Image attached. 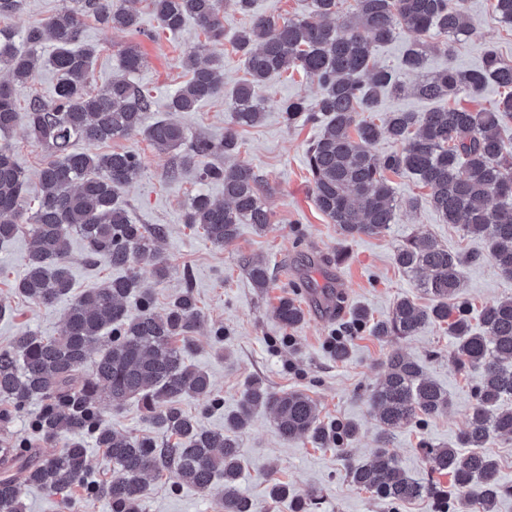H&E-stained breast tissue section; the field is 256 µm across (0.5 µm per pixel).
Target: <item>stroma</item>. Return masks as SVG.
Segmentation results:
<instances>
[{
	"instance_id": "1",
	"label": "stroma",
	"mask_w": 512,
	"mask_h": 512,
	"mask_svg": "<svg viewBox=\"0 0 512 512\" xmlns=\"http://www.w3.org/2000/svg\"><path fill=\"white\" fill-rule=\"evenodd\" d=\"M492 0H468L474 25L472 34L449 42L447 49L430 52L427 72L447 65L480 67L487 47H495L501 57L512 60V25L504 23L491 8ZM139 14L137 31L112 34L95 22H87L85 38L98 45L93 65V85L103 88L119 77V54L127 46H138L144 62L131 74L132 82L150 90L154 104L145 116L146 124L167 118L170 95L187 79L181 65L185 50L198 38L194 23L177 34L161 32L146 0H132ZM308 0H254L251 14L226 7L224 42L212 46V53L224 62V86L232 88L244 76L239 54L233 49L237 33L251 25L252 15L289 17L305 10ZM317 85L302 75L285 73L263 86L264 118L259 124L238 129L239 150L221 157V164L245 165L261 176L266 187L263 201L271 213V225L257 232L242 224L231 244L218 248L200 230L183 222L189 200L200 193L223 201L224 186L204 181L197 169L186 170L179 181L168 178L180 163V151L160 153L144 135L104 144V151L132 149L141 156L140 177L122 191L129 215L136 224H160L166 236L160 244L171 265L164 283L155 286V310L163 312L184 291H191L201 310L203 322L193 335L192 365L208 373L211 397H188L182 409L199 416L205 427L220 429L225 413L233 410L251 381H262L274 391L300 389L318 403L319 418L330 422H357L360 435L347 452L322 448L310 440H283L277 433L270 410L255 411L249 425L238 435L243 471L239 490L247 496L253 512H293L290 501H275L270 495L272 480L288 484L305 502L304 512H435L432 499L423 497L397 510L370 492L359 489L346 476L348 460L366 459L377 448V422L368 401L370 389L383 373V363L391 350H399L420 361L427 375L448 392L447 413L414 423L394 432L389 449L403 469L415 480L428 478V469L419 443L429 440L445 444L454 441L465 428L472 408V377L468 370L455 368L448 360L455 339L447 328L425 326L418 335L383 342L368 331L347 333L350 353L337 360L329 347L331 336L347 332L349 312L366 309L372 320L385 318L402 297L427 307L430 296L419 290L413 275L397 267L394 251L408 238L429 235L449 251L470 256L463 269L461 299L470 310L512 296V279L500 274L484 240L467 236L460 225L445 223L425 204L427 190L412 174L392 176L399 201L396 222L378 237L342 238L336 227L316 208L306 164V150L316 140L323 125L298 120L286 124L282 103L304 96L315 100ZM189 137L223 139L231 114L223 98L201 103L195 111L178 114ZM5 138L14 149L18 164L28 180L24 198L33 200L39 191L37 173L48 161L45 148L30 138L25 123H18ZM27 236H19L0 246V349L14 336L31 330L42 336L56 335L67 308L66 302L51 307L37 306L18 293L15 284L24 272ZM71 271L75 291L95 288L118 276V269L106 263L88 262L79 238L70 244ZM253 259L269 269V288H253L243 263ZM333 284L343 293L347 309L328 315L315 307L310 286ZM298 301L305 320L295 331L282 329L272 310L280 297ZM223 330L216 339L215 330ZM223 481H215L207 492L193 487L173 486L168 474L152 478L142 512H224ZM70 506L39 486L28 487L25 512H110L109 504L88 496L82 488L69 492Z\"/></svg>"
}]
</instances>
